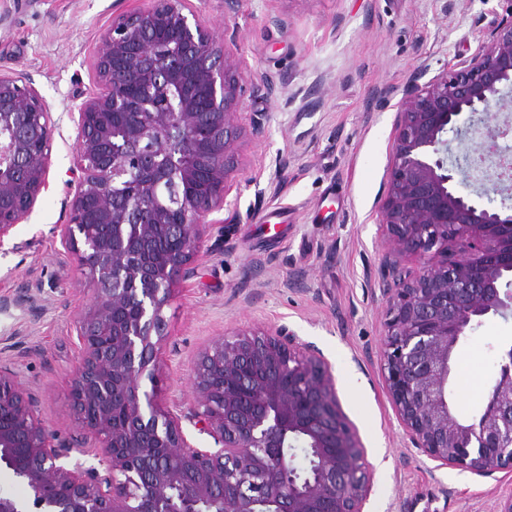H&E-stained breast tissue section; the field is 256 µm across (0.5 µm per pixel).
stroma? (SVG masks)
<instances>
[{
	"mask_svg": "<svg viewBox=\"0 0 512 512\" xmlns=\"http://www.w3.org/2000/svg\"><path fill=\"white\" fill-rule=\"evenodd\" d=\"M147 0H0V69L29 81L56 122L49 188L0 241V366L37 400L43 425L80 430L71 381L75 321L93 301L61 242L77 162V104L95 89V50L116 16ZM244 94L239 169L201 249L163 310L155 390L194 410L190 369L212 339L281 326L330 366L341 414L373 468L366 512H493L512 474L438 467L406 436L380 366L388 233L380 224L397 112L416 75L450 71L495 27L498 0H202ZM512 347V318L461 338L448 381L478 415Z\"/></svg>",
	"mask_w": 512,
	"mask_h": 512,
	"instance_id": "obj_1",
	"label": "stroma"
}]
</instances>
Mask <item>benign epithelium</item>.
<instances>
[{"instance_id":"7a95c632","label":"benign epithelium","mask_w":512,"mask_h":512,"mask_svg":"<svg viewBox=\"0 0 512 512\" xmlns=\"http://www.w3.org/2000/svg\"><path fill=\"white\" fill-rule=\"evenodd\" d=\"M189 2L149 0L100 37L97 89L77 106V186L59 225L93 294L76 324L71 386L82 433L49 432L34 396L0 367V463L26 481L35 512H364L373 470L338 411L329 365L286 329H240L193 361L194 417L215 451L190 443L144 388L167 338L163 308L209 216L224 209L238 148L241 87L225 49L190 21ZM503 2L473 57L408 90L379 209L392 279L380 354L390 401L429 459L480 477L512 473V348L479 416L455 413L448 380L466 331L512 315V158L499 151L512 122L491 125L512 103V0ZM55 126L35 87L0 72V241L48 187ZM478 132L479 149L452 155L450 139ZM485 167L475 194L457 189ZM91 440L103 475L71 461ZM297 444L309 465L285 482Z\"/></svg>"}]
</instances>
